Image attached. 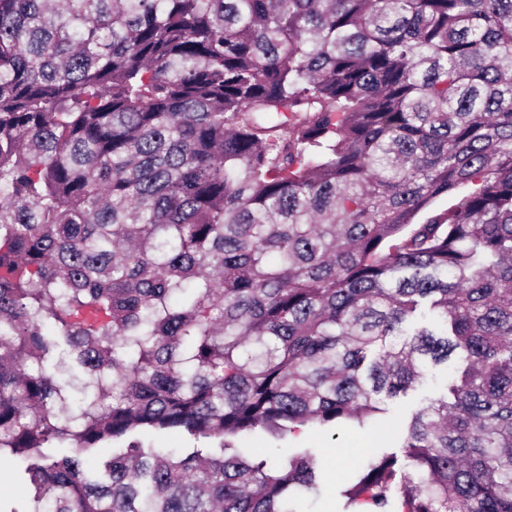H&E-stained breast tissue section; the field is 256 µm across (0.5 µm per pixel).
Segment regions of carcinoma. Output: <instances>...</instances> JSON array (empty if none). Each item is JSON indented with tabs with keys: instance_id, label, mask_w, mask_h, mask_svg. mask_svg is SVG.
I'll return each mask as SVG.
<instances>
[{
	"instance_id": "1",
	"label": "carcinoma",
	"mask_w": 512,
	"mask_h": 512,
	"mask_svg": "<svg viewBox=\"0 0 512 512\" xmlns=\"http://www.w3.org/2000/svg\"><path fill=\"white\" fill-rule=\"evenodd\" d=\"M448 362L345 507L512 512V0H0L9 512H297L318 457L242 436ZM147 443L154 448H167L176 452L184 451L185 448H192L194 445L203 450L204 455L219 453L216 441L212 439L199 438L197 441L185 433L170 432L152 435ZM14 460L5 455L0 457V500L2 505H20L30 499L29 485L18 476Z\"/></svg>"
}]
</instances>
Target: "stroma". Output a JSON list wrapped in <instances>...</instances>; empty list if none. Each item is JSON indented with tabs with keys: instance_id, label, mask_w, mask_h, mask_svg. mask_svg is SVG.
Listing matches in <instances>:
<instances>
[{
	"instance_id": "stroma-1",
	"label": "stroma",
	"mask_w": 512,
	"mask_h": 512,
	"mask_svg": "<svg viewBox=\"0 0 512 512\" xmlns=\"http://www.w3.org/2000/svg\"><path fill=\"white\" fill-rule=\"evenodd\" d=\"M448 373L445 368L432 369L417 389L400 403L391 405L386 414L367 429L341 430L331 433L312 427L302 428L295 435L276 442L263 432L240 441L239 446L246 453H267L271 462L284 463L297 449L307 448L316 452L322 465V485L320 496L303 495L299 501L300 512H341L344 504L340 496L351 467L360 461L357 454L358 443L366 438H378L380 446L393 453H400V440L413 410L427 400L445 391Z\"/></svg>"
}]
</instances>
